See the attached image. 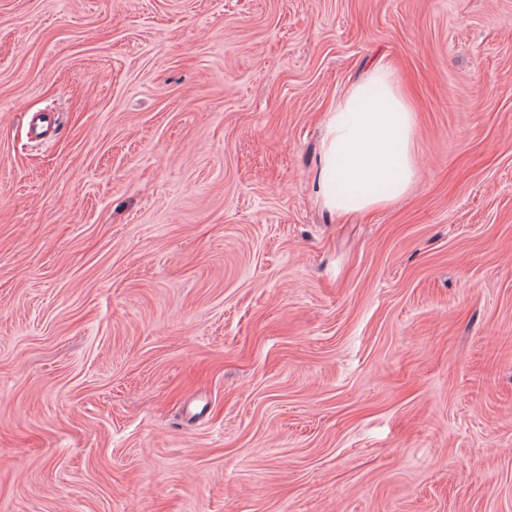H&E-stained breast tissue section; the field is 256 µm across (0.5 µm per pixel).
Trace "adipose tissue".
<instances>
[{"mask_svg":"<svg viewBox=\"0 0 512 512\" xmlns=\"http://www.w3.org/2000/svg\"><path fill=\"white\" fill-rule=\"evenodd\" d=\"M379 95H369L370 86ZM415 114L395 73L374 69L354 84L336 110L327 113L318 175L321 201L334 214L393 204L416 173Z\"/></svg>","mask_w":512,"mask_h":512,"instance_id":"ef3b65f1","label":"adipose tissue"}]
</instances>
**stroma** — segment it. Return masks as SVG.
I'll return each instance as SVG.
<instances>
[{"mask_svg":"<svg viewBox=\"0 0 512 512\" xmlns=\"http://www.w3.org/2000/svg\"><path fill=\"white\" fill-rule=\"evenodd\" d=\"M0 512H512V0H0ZM378 85V96L367 91ZM415 112L389 68L374 69L350 87L336 110L327 112L318 175L323 206L333 214L369 211L393 204L416 173ZM386 188L378 193L374 186ZM56 126L54 113H34L29 116V134L34 139H43L53 132Z\"/></svg>","mask_w":512,"mask_h":512,"instance_id":"1","label":"stroma"}]
</instances>
